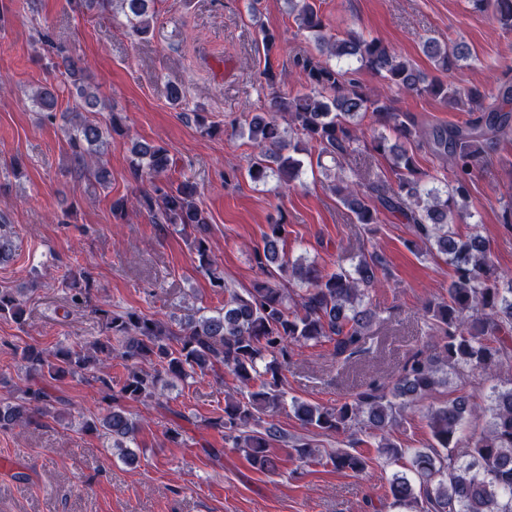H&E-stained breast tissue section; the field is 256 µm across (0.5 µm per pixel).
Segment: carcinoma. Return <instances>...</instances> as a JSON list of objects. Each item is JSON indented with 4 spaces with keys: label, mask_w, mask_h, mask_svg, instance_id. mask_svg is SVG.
<instances>
[{
    "label": "carcinoma",
    "mask_w": 512,
    "mask_h": 512,
    "mask_svg": "<svg viewBox=\"0 0 512 512\" xmlns=\"http://www.w3.org/2000/svg\"><path fill=\"white\" fill-rule=\"evenodd\" d=\"M154 0H119L127 26L136 36L149 33L154 23L150 4ZM288 15L307 33L316 53L293 59L300 89L292 94L273 93L262 112H249L241 135L260 148L247 175L257 185L276 179L288 188L303 168L299 155L317 153V162L330 158L337 168L329 190L359 224H376L382 211L396 213L412 225L409 250L440 256L452 269L448 300L429 302L424 317L439 332L432 354L422 351L408 357L393 381L373 380L363 386L353 401L340 405H312L297 398L286 401L281 389L282 371L291 362L295 348L323 342L334 343L336 355H353L363 348L378 312L367 301L368 292L381 282L386 267L377 252L361 254L345 268L322 272L304 258L288 259L279 248L287 230L283 222L269 225L262 244L253 248L255 264L265 279L240 294L216 274V260L207 237L209 218L197 202V188L188 181L167 180L172 160L162 146L140 140L132 142L130 171L136 181L150 188L132 198L112 200V215L146 212L161 226L195 232L190 242L197 269L210 277L212 287L227 294L224 307L199 310L179 322L178 328L133 310L114 312L99 308L113 339L90 347L64 345L44 351L36 344L17 348L27 385L22 398L0 400V428L24 429L37 417L61 415L56 406L63 400L51 393L52 382L91 370L112 367L119 358L127 375L112 394V408L84 428L101 433L132 464L136 455L138 422L121 401H160L169 379L186 380L197 373L227 369L237 382L240 397L227 398L224 413L207 426L224 434V443L245 453L257 469L274 472L278 461L270 455L272 443L284 434L265 416L289 408L301 424L320 435L347 433L353 437L368 427L378 433L380 447L394 458L410 456V469L396 472L389 481L393 502L406 512H512V378L492 388L489 406L478 408L455 399L432 409L428 415L431 442L425 448H402L388 440L406 406L430 396L452 376L466 372L492 373L512 361V274L494 264L485 241L478 235H460L452 228L458 219L470 216L474 172L485 159L486 148L512 128V81L499 84L488 94L478 86L461 89L431 77L398 56L377 39L349 31L340 38L331 33L316 0H286ZM479 9H491L496 23L512 29V0H474ZM423 53L435 69L450 73L472 57L461 41L451 46L428 38ZM57 66L71 81L78 111L76 121L64 126L70 158L77 171L86 174L88 189L112 184V172L97 156L112 133L124 129L110 118L102 126L83 116L101 111L95 90L84 82L87 62L60 50ZM367 70L387 85L415 96H429L450 110L468 106L477 118L437 125L425 130L413 116L398 110L392 99L366 87L357 77ZM58 95L44 86L34 103L44 112L56 111ZM388 128L395 141L380 135L371 142L373 151L389 155L395 183L380 175L349 174L345 160L358 152L362 120L367 114ZM425 148L435 158L450 164V187H437V175L421 170L414 150ZM85 278L80 269L69 270L68 302H87L89 288L78 287ZM20 292L0 290V317L23 320ZM481 413L490 417L483 433L465 445L456 433L467 417ZM302 463L315 460L318 449L299 440L293 445ZM326 462L338 471L363 472L362 455L338 449L326 454Z\"/></svg>",
    "instance_id": "1"
}]
</instances>
